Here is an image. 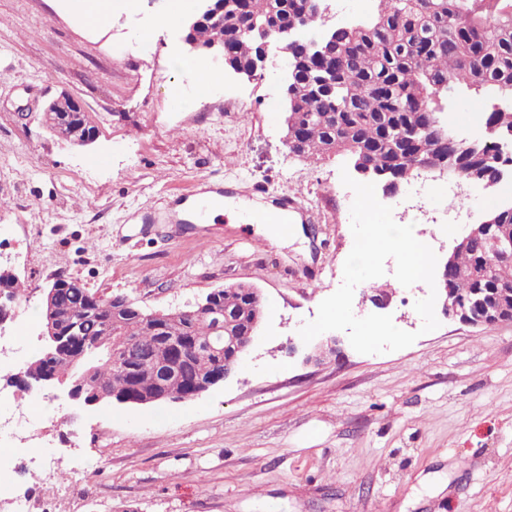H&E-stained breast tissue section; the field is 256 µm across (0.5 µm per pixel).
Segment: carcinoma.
Segmentation results:
<instances>
[{"mask_svg":"<svg viewBox=\"0 0 512 512\" xmlns=\"http://www.w3.org/2000/svg\"><path fill=\"white\" fill-rule=\"evenodd\" d=\"M370 18L336 34L330 48L325 37H307L294 51L280 55L288 70L289 152L309 161L346 155L363 167L368 180L405 181L422 168L439 171L453 166L471 180L495 184L512 165V108L494 107L485 113L490 137L469 142L448 128L443 102L465 85L484 89L492 100L512 101V0H377ZM223 16L199 28L203 46L213 43L224 57L245 68L257 51L252 39L259 30L298 25L307 34L325 27L323 16L306 8L307 0H229ZM90 131L84 113L61 123L60 136L72 130ZM489 276L478 248L455 257L448 291L462 301L475 289L512 284V261L494 263ZM63 310L58 323L74 317L81 338L104 341L112 321V298L100 297L74 278H58ZM220 309L239 312L233 330L248 333L252 287L240 284L217 290L211 300ZM211 319L202 314L156 322L141 316L135 305L119 313L117 330L142 343L150 354L171 359L172 339L191 340L209 335ZM94 382L102 389L138 392L151 378L139 365H112L107 358L94 363ZM213 367L212 356L193 355L182 371V390L197 372ZM32 375H69L64 351L51 362L40 357L28 368Z\"/></svg>","mask_w":512,"mask_h":512,"instance_id":"1","label":"carcinoma"}]
</instances>
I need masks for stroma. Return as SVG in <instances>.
<instances>
[{"instance_id": "obj_1", "label": "stroma", "mask_w": 512, "mask_h": 512, "mask_svg": "<svg viewBox=\"0 0 512 512\" xmlns=\"http://www.w3.org/2000/svg\"><path fill=\"white\" fill-rule=\"evenodd\" d=\"M172 0H117L92 26L81 0H0V271L23 288L0 337L40 353L43 290L72 277L145 310L184 306L244 283L262 291L264 321L238 373L200 397L140 407H40L30 442L5 440L11 479L30 512H512V323L471 327L440 317L421 333L414 309L428 285L396 284L384 304L356 287L357 317L391 315L410 346L306 362L300 328L343 281L354 239L347 156L307 162L284 141L283 69L247 78L222 55L199 54L219 79L199 91L177 70L182 46L162 19ZM178 85L182 103L169 97ZM80 101L98 129L87 146L42 123L52 98ZM481 93L447 105L461 137H487ZM242 198L288 194L313 215L286 239L271 225L181 224L173 199L195 183ZM503 185L467 201L436 192L439 211L467 204L464 224L502 206ZM464 224H419L438 258ZM62 467L46 475L42 445Z\"/></svg>"}]
</instances>
